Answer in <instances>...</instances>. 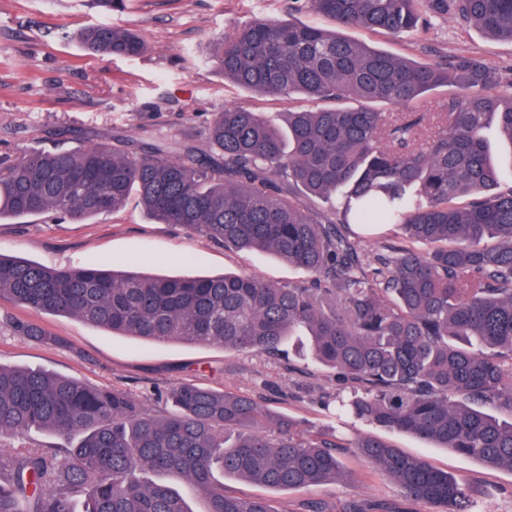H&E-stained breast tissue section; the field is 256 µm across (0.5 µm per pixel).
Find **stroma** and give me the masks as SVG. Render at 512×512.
I'll return each instance as SVG.
<instances>
[{
  "instance_id": "obj_1",
  "label": "stroma",
  "mask_w": 512,
  "mask_h": 512,
  "mask_svg": "<svg viewBox=\"0 0 512 512\" xmlns=\"http://www.w3.org/2000/svg\"><path fill=\"white\" fill-rule=\"evenodd\" d=\"M257 18L320 24L311 11L289 14L288 0H125L102 13L94 0H0V154L51 148L56 134L77 148L119 138L135 154L175 136L205 148L211 113L227 107L261 113L282 124L286 112L309 108L303 96L261 95L225 79L210 59L215 39ZM107 22L138 33L145 50L132 57L92 56L76 38L84 27ZM351 38L412 61L431 55L480 57L502 80L512 79V42L461 25L453 16L429 32L392 38L352 30ZM0 253L48 268L106 267L160 276L217 277L252 274L285 284L305 273L278 258L234 251L152 219L137 200L83 221L42 214L0 221ZM38 323L54 344L17 336L6 318ZM298 345L276 356L232 352L181 342L151 344L92 326L75 317L36 314L0 299V363L118 388L154 414L163 403L157 390L203 384L250 396L274 414L335 435L342 476L305 491H275L226 477L233 495L267 499L273 512H304L312 500L342 512H437L429 503L407 501L381 468L357 452L364 435L378 436L404 453L461 478L486 499L487 512H512V471L496 469L411 434L352 416L337 417L330 401L336 383L308 365Z\"/></svg>"
}]
</instances>
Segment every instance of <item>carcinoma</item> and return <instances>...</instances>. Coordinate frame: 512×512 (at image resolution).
Masks as SVG:
<instances>
[{
	"mask_svg": "<svg viewBox=\"0 0 512 512\" xmlns=\"http://www.w3.org/2000/svg\"><path fill=\"white\" fill-rule=\"evenodd\" d=\"M288 4L327 25L254 19L219 37L211 60L241 88L324 106L288 113L284 129L258 112H213L205 161L165 143L136 156L122 139L0 155V220L93 218L135 194L161 223L274 255L309 278L50 269L0 254V299L157 344L275 355L304 337L356 417L512 470V419L491 414H512V185L498 187L486 136L494 125L512 141V91L477 57L415 62L341 34L398 37L452 15L512 41V0ZM78 39L93 55L145 50L134 32L106 25ZM448 85L458 92L432 112L395 111ZM331 196L336 207H317ZM354 225L382 230L381 252ZM11 329L58 341L31 322ZM158 399L169 409L151 415L125 391L0 363V437L73 438L0 453V512H191L146 473L185 480L204 512H272L262 498L227 494L216 472L281 491L340 474L335 442L251 397L184 383ZM356 448L407 499L482 512L465 481L423 459L373 437Z\"/></svg>",
	"mask_w": 512,
	"mask_h": 512,
	"instance_id": "1",
	"label": "carcinoma"
}]
</instances>
